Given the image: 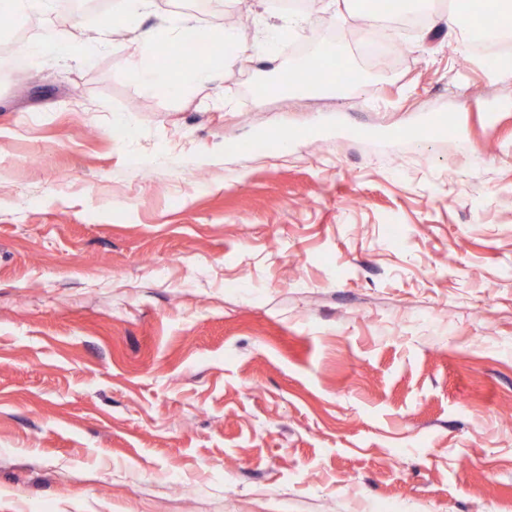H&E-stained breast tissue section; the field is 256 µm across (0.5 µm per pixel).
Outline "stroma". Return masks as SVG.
I'll return each instance as SVG.
<instances>
[{
	"label": "stroma",
	"instance_id": "35a3bbf8",
	"mask_svg": "<svg viewBox=\"0 0 512 512\" xmlns=\"http://www.w3.org/2000/svg\"><path fill=\"white\" fill-rule=\"evenodd\" d=\"M431 2L385 72L331 0L16 15L0 512H512V71ZM158 26L230 31L232 71L130 76ZM45 29L84 53H34ZM290 39L359 88L267 111Z\"/></svg>",
	"mask_w": 512,
	"mask_h": 512
}]
</instances>
